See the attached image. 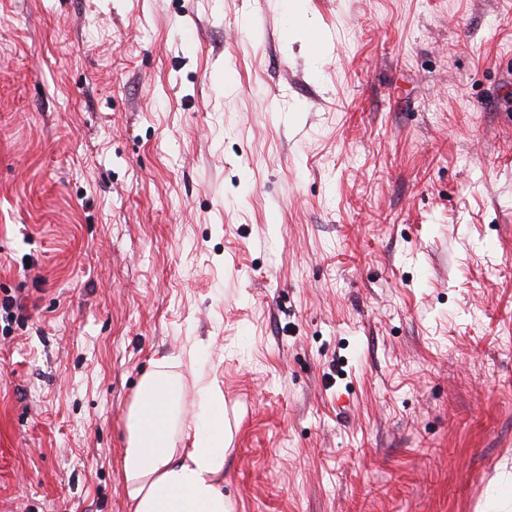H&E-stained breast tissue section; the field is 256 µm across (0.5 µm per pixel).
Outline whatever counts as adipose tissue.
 Wrapping results in <instances>:
<instances>
[{
    "label": "adipose tissue",
    "mask_w": 512,
    "mask_h": 512,
    "mask_svg": "<svg viewBox=\"0 0 512 512\" xmlns=\"http://www.w3.org/2000/svg\"><path fill=\"white\" fill-rule=\"evenodd\" d=\"M205 350L196 341L177 358L162 357L138 383L122 459L129 512H233L224 494L233 435L217 379L198 368ZM178 364L194 371L196 399L188 417Z\"/></svg>",
    "instance_id": "obj_1"
}]
</instances>
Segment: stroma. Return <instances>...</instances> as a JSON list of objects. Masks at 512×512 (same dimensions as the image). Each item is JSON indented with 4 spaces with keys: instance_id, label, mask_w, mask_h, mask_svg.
Here are the masks:
<instances>
[{
    "instance_id": "obj_1",
    "label": "stroma",
    "mask_w": 512,
    "mask_h": 512,
    "mask_svg": "<svg viewBox=\"0 0 512 512\" xmlns=\"http://www.w3.org/2000/svg\"><path fill=\"white\" fill-rule=\"evenodd\" d=\"M0 512H127L187 341L234 512H481L512 463V0H0Z\"/></svg>"
}]
</instances>
